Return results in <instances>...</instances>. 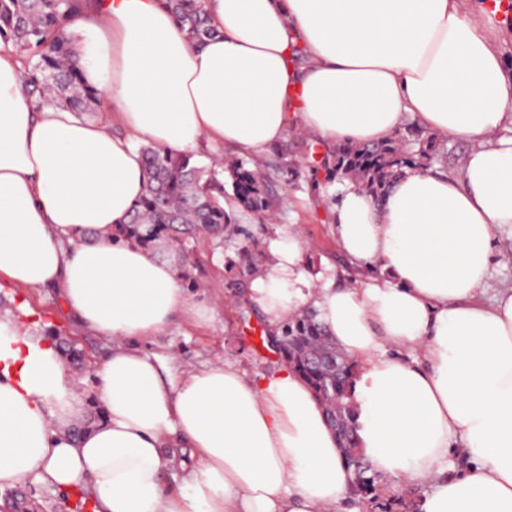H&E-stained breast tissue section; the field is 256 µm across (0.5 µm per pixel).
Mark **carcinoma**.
<instances>
[{
  "label": "carcinoma",
  "mask_w": 512,
  "mask_h": 512,
  "mask_svg": "<svg viewBox=\"0 0 512 512\" xmlns=\"http://www.w3.org/2000/svg\"><path fill=\"white\" fill-rule=\"evenodd\" d=\"M90 0H0V47L16 55L29 105L36 111L58 107L83 118L101 104L100 90L89 83L73 62L74 38L70 24L89 7ZM178 28L196 46L214 35L206 18L205 0H160ZM145 189L133 204L129 222L118 227L123 236L142 242L151 252L173 240L186 243L199 235L224 237V225L254 216L275 221L282 200L270 188V179L257 160L238 162L230 170L232 195L224 191V169L199 165L194 154L150 144L140 146ZM435 137L412 126L407 135L395 134L386 144L340 145L321 161L311 160L313 174L324 170L329 178L354 180L362 190L380 198L391 181L406 168L428 169L443 159ZM288 363L303 373L305 358L314 350L340 357L346 383L330 372L304 373L325 413L336 409V427L344 456H357L360 467L353 476L373 477L365 459L357 454L355 411L349 401L354 363L336 349L323 332L317 313L305 310L279 332Z\"/></svg>",
  "instance_id": "carcinoma-1"
}]
</instances>
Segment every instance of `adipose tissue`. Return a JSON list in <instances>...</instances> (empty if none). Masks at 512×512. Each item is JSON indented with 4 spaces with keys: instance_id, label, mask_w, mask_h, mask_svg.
Instances as JSON below:
<instances>
[{
    "instance_id": "adipose-tissue-1",
    "label": "adipose tissue",
    "mask_w": 512,
    "mask_h": 512,
    "mask_svg": "<svg viewBox=\"0 0 512 512\" xmlns=\"http://www.w3.org/2000/svg\"><path fill=\"white\" fill-rule=\"evenodd\" d=\"M194 46L158 0H100L75 22L111 123L33 111L0 48V279L57 289L105 342L91 397L54 342L0 311V490L47 486L88 512H343L352 474L305 379L219 360L176 374L142 344L191 311L168 261L119 238L145 177L138 142L201 139L253 156L299 123L316 142L378 144L406 120L466 145L457 173L408 169L381 200L334 189L355 275L302 270L288 232L246 298L271 331L317 311L357 361L359 450L423 512H512V75L487 0H205ZM98 423L72 428L88 400ZM182 484L169 485L175 469Z\"/></svg>"
}]
</instances>
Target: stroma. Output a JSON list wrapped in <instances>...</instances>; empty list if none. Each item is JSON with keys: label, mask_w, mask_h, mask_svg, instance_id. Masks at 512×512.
Segmentation results:
<instances>
[{"label": "stroma", "mask_w": 512, "mask_h": 512, "mask_svg": "<svg viewBox=\"0 0 512 512\" xmlns=\"http://www.w3.org/2000/svg\"><path fill=\"white\" fill-rule=\"evenodd\" d=\"M284 142L288 146L289 162L300 169L297 176L286 177L278 169V158L274 152H267L263 158L267 173L284 199L276 222L264 224L244 219L238 226H225L223 246H214L206 237L197 239L191 246L190 262L198 266L199 272L198 286L189 298L202 309L204 316L196 322L176 319L150 344L152 351L174 356V371L193 370L217 359L234 363L252 375L278 365L276 355L254 350L253 325L243 321L241 307L232 301L231 283L238 272L242 248H249L253 261H263L291 229L308 243L302 265L309 276L323 272L325 265L338 267L343 262L333 234L331 184L326 180L313 184L303 170L312 141L293 125L289 127ZM0 299L30 305L32 313L24 320L26 326L45 328L52 325L62 335L74 338L83 358L65 361L64 366L76 379H88L90 365L101 356L103 345L92 334L79 331L72 325L53 291L23 290L6 284L0 286Z\"/></svg>", "instance_id": "obj_1"}]
</instances>
